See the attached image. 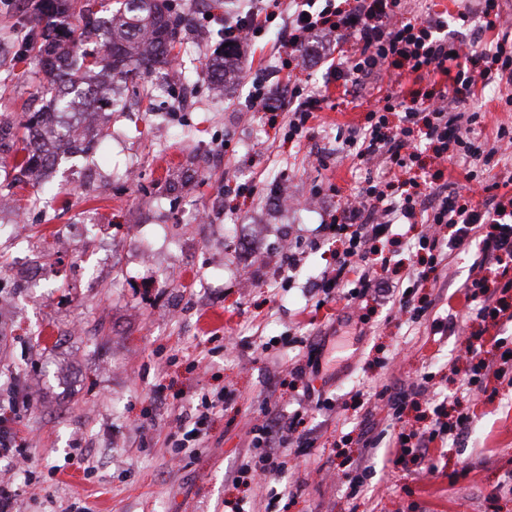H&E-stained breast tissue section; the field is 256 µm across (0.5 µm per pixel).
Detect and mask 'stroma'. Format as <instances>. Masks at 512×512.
<instances>
[{
	"instance_id": "35a3bbf8",
	"label": "stroma",
	"mask_w": 512,
	"mask_h": 512,
	"mask_svg": "<svg viewBox=\"0 0 512 512\" xmlns=\"http://www.w3.org/2000/svg\"><path fill=\"white\" fill-rule=\"evenodd\" d=\"M35 2L0 0V113L17 118L47 84L39 66L19 60L27 42L41 39ZM176 3L189 22L174 63L127 82L122 111L99 125L94 159L63 156L52 197L37 200L26 181L10 191L14 210L0 211V225L20 215L29 226L21 247L0 234V295L15 298L0 314V394L17 411L28 457L12 480L18 512H225L230 502L243 512H512V384L492 380L486 392L460 398L475 358L496 359L500 341L512 347V321H482L465 296L474 250L438 271L442 300L460 316L447 330L369 296L322 305L312 291L335 263L329 216L365 178H385L389 168L383 156L359 161L341 140L380 110L378 92L327 84V63L294 59L278 20L247 47L223 96H214L205 74L224 42V0ZM401 6L409 16L447 18L467 52L512 39V0H498L490 31L480 0ZM290 69L325 97L298 143L284 137L291 101L281 78ZM256 82L265 84L271 111H249ZM144 84L158 99L190 86L192 105L150 107L139 94ZM464 108L481 113L484 133L512 125V82ZM217 151L223 165L205 164ZM88 169L95 183L84 182ZM413 171L422 200L464 182L460 167L440 169L428 148ZM282 186L294 207L281 206ZM87 209L97 213L100 234L56 252L55 238ZM287 239L298 266L282 279L268 259ZM28 269L40 271L38 287H20ZM213 313L222 323H206ZM475 335L484 340L476 357L467 352ZM309 343L320 347L319 363L298 382L291 370ZM422 381L425 400L406 405L400 428H429L433 402L451 420L468 412L467 428L414 464H397L392 448L366 451L364 430L392 432L376 392ZM204 396L216 406L202 444L174 463L169 439ZM269 406L286 415L306 408L315 444L289 445L287 478L235 483L242 464L259 460L251 432ZM366 454L372 470L351 493L349 477Z\"/></svg>"
}]
</instances>
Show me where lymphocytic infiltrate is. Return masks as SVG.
<instances>
[{
    "mask_svg": "<svg viewBox=\"0 0 512 512\" xmlns=\"http://www.w3.org/2000/svg\"><path fill=\"white\" fill-rule=\"evenodd\" d=\"M243 14L224 22V54L232 58L241 55L252 38L265 31L279 16L266 0H246ZM391 0H353L352 6L338 11L335 0H301L288 26V47L305 55L316 35H324V47L330 64L329 78L341 87L364 84L382 66L407 67L409 72L452 76L454 93L461 98L475 95L478 88L501 80L512 81V42L500 39L495 46L481 52L456 50L442 31L445 20L439 17L416 16L394 24L383 19L391 8ZM399 78H391L383 96V114L369 113V126L350 129L349 143L358 145V159L387 156L391 166L407 172L418 156L409 140L416 119L424 121V137L435 159L468 164L474 161L490 165L498 147L512 143V127L498 125L494 138L488 139L477 131L478 113L462 115L449 111L447 104L430 103L426 110L400 101L396 92ZM290 94L296 104L287 123L289 139L302 140L310 134V123L321 102L312 90L290 83ZM396 115V129H389V115ZM485 198L475 202L460 199L439 188L430 203L418 202L412 195L394 201L380 190L374 180H366L354 206L346 208L340 223L330 230L340 242L336 265L324 273L319 288L324 296H337L349 301L374 294L383 302L409 314L411 320L424 317L430 300L416 299L413 291L421 287L430 272L449 259L454 252L465 250L479 242L480 253L473 266L478 277L465 284L466 296L476 302V314L493 321L512 319V198L493 199L491 186H484ZM423 222L416 250L427 252L426 269L412 270L408 275L410 291L400 283L379 277L370 265L371 255L380 245L393 242L403 227ZM267 420L254 430L253 447L286 446L290 442L309 444L305 428L307 414L294 411L281 416L275 408H266ZM467 416L455 421L434 420L428 433L413 441L395 435L397 460L407 464L425 458L436 438L461 433Z\"/></svg>",
    "mask_w": 512,
    "mask_h": 512,
    "instance_id": "lymphocytic-infiltrate-1",
    "label": "lymphocytic infiltrate"
}]
</instances>
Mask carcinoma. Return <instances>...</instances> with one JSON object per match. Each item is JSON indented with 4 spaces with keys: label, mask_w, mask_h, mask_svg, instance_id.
Here are the masks:
<instances>
[{
    "label": "carcinoma",
    "mask_w": 512,
    "mask_h": 512,
    "mask_svg": "<svg viewBox=\"0 0 512 512\" xmlns=\"http://www.w3.org/2000/svg\"><path fill=\"white\" fill-rule=\"evenodd\" d=\"M60 18L74 21L79 39L63 42ZM35 21L41 43L34 60L51 76L52 95L19 120L0 116L1 153L12 150L18 130H24L27 144L13 166L22 174L34 168L47 172L66 149L63 133L47 126L48 117L80 112L90 102L100 110L108 100L96 96L97 87L170 64L180 27L172 0H115L111 6L106 0H44ZM88 43L90 51L84 48Z\"/></svg>",
    "instance_id": "cac0c4a2"
}]
</instances>
